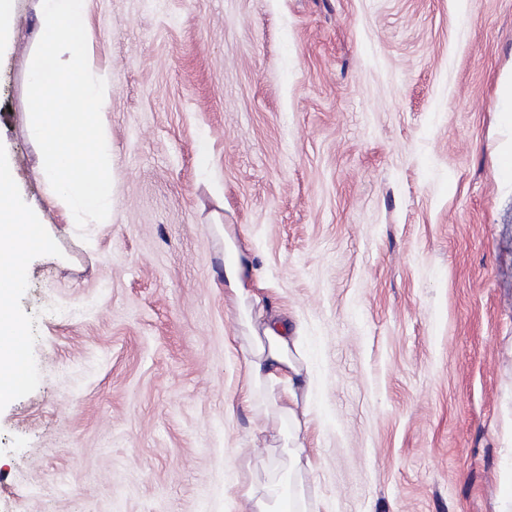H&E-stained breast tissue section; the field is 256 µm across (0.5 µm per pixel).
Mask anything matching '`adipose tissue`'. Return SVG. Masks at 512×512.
<instances>
[{
  "mask_svg": "<svg viewBox=\"0 0 512 512\" xmlns=\"http://www.w3.org/2000/svg\"><path fill=\"white\" fill-rule=\"evenodd\" d=\"M34 215L25 213L13 183V172L6 159L0 158V336H14L20 331L10 313V299L25 279V256L32 249L26 227L35 223ZM233 259L225 267L226 293L246 315L250 336L244 358L245 385L241 400L249 406L273 410L275 417L288 423V479L296 497H303L302 470L308 455L303 434L311 422L307 401L300 391L310 388L312 379L300 337L294 336L287 323L267 312L259 297L251 291L253 261L228 242ZM242 512H281L283 492L280 484H260L241 479L235 484Z\"/></svg>",
  "mask_w": 512,
  "mask_h": 512,
  "instance_id": "ef3b65f1",
  "label": "adipose tissue"
}]
</instances>
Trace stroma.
Instances as JSON below:
<instances>
[{
  "label": "stroma",
  "instance_id": "35a3bbf8",
  "mask_svg": "<svg viewBox=\"0 0 512 512\" xmlns=\"http://www.w3.org/2000/svg\"><path fill=\"white\" fill-rule=\"evenodd\" d=\"M37 0L0 48V153L53 242L12 313L0 512H237L284 480L243 407L224 238L299 323L307 498L512 512V0H90L111 219L67 223L27 134ZM281 488L280 482L259 484L244 478L235 484L236 495L243 503L242 512H281Z\"/></svg>",
  "mask_w": 512,
  "mask_h": 512
}]
</instances>
